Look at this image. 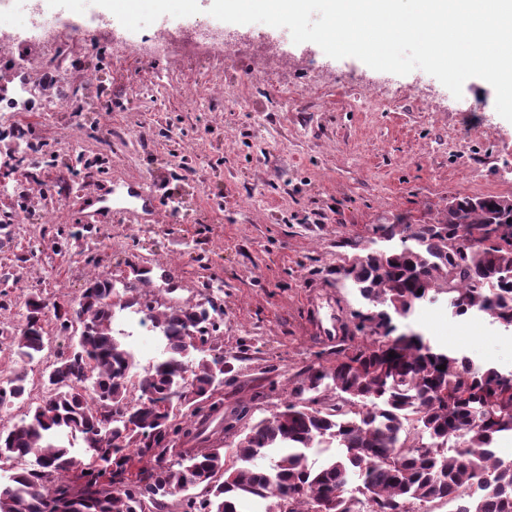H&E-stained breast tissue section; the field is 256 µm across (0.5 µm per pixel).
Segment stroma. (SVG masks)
Listing matches in <instances>:
<instances>
[{"label":"stroma","mask_w":512,"mask_h":512,"mask_svg":"<svg viewBox=\"0 0 512 512\" xmlns=\"http://www.w3.org/2000/svg\"><path fill=\"white\" fill-rule=\"evenodd\" d=\"M72 16L80 32L113 18L146 42L159 23L216 25L210 0L183 12L140 0L130 11L113 0H42ZM10 31L0 50V96L20 95V62L40 66L45 51L20 15L0 13ZM249 34L273 41L295 65L297 105L281 109L260 84H247L254 59L240 54L219 71L142 63L116 52L111 37L83 51L68 47L41 96L81 99L77 112L0 109V131L23 127L52 152L34 177L0 188V276L7 297L0 329L12 330L24 294L78 298L88 277L123 279L150 268L154 287L174 273L165 303L212 294L224 324L210 343L223 354L224 403L270 415L308 367L329 366L337 349L360 342L361 304L336 270L364 255L382 227L435 221L456 193L512 198V122L495 109L486 81L465 82L454 97L417 69L400 76L354 57L334 59L287 29L254 23ZM390 89L368 104L357 77ZM238 90L246 103L224 106ZM144 182L156 189L143 221L115 220L113 190ZM117 312L115 337L135 355L133 374L161 361L156 332ZM438 345L476 363L512 372V330L483 315H453L445 297L418 304L406 321Z\"/></svg>","instance_id":"35a3bbf8"}]
</instances>
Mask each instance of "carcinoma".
Wrapping results in <instances>:
<instances>
[{
    "label": "carcinoma",
    "mask_w": 512,
    "mask_h": 512,
    "mask_svg": "<svg viewBox=\"0 0 512 512\" xmlns=\"http://www.w3.org/2000/svg\"><path fill=\"white\" fill-rule=\"evenodd\" d=\"M503 226V242L472 245L463 238ZM399 242L371 251L343 269L360 296L395 319L421 301L431 284L456 316L488 315L512 330V284L500 281L512 265V199L458 194L431 224L382 229ZM143 281L95 274L76 300L24 295L21 322L6 336L16 361L41 358L53 312L59 332L79 326L77 340L44 374L54 392L30 397L26 375L0 383V402L26 412L0 430V461L34 463L0 482V512H239L244 498L272 501L265 512H308L313 500L327 512H359L354 497L375 512H415L417 504L453 502V512H512V460L494 444L512 438V373L450 353L417 331L396 338L361 325L365 340L340 348L329 367H310L282 402L240 434L232 461L220 448H189L164 458L169 433L203 425L195 408L224 377L205 352L223 311L206 297L159 309L133 292ZM131 298L119 305L114 298ZM135 308L165 341L167 356L131 383L133 354L112 334L115 309ZM394 357H389V354ZM445 369H439V366ZM140 399L128 398L130 387ZM196 401H179L184 394ZM178 406L166 419L159 403ZM465 433L467 447L448 448ZM334 447L316 467L314 445Z\"/></svg>",
    "instance_id": "carcinoma-1"
}]
</instances>
